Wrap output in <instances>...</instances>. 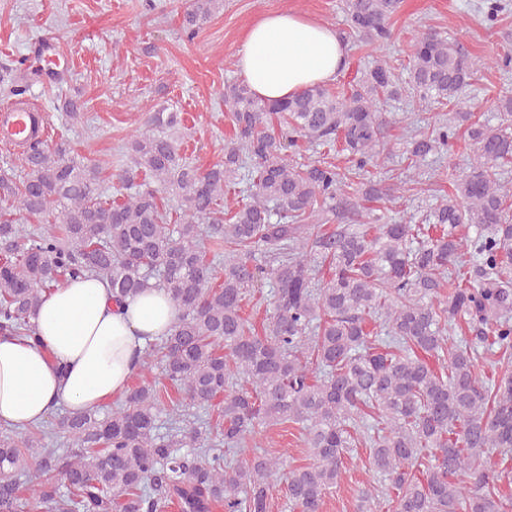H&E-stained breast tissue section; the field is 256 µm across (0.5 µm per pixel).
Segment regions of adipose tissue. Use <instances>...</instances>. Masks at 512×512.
I'll list each match as a JSON object with an SVG mask.
<instances>
[{
    "label": "adipose tissue",
    "mask_w": 512,
    "mask_h": 512,
    "mask_svg": "<svg viewBox=\"0 0 512 512\" xmlns=\"http://www.w3.org/2000/svg\"><path fill=\"white\" fill-rule=\"evenodd\" d=\"M345 59L334 29L286 10L251 26L238 69L258 97L282 101L334 81ZM177 318L161 287L145 288L119 306L95 277L55 287L34 320L39 343L0 341V424L23 428L61 406L80 413L122 397L145 350Z\"/></svg>",
    "instance_id": "1"
}]
</instances>
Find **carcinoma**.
Returning a JSON list of instances; mask_svg holds the SVG:
<instances>
[{
    "label": "carcinoma",
    "mask_w": 512,
    "mask_h": 512,
    "mask_svg": "<svg viewBox=\"0 0 512 512\" xmlns=\"http://www.w3.org/2000/svg\"><path fill=\"white\" fill-rule=\"evenodd\" d=\"M216 3L192 0L187 37ZM508 7L476 5L491 25ZM398 8L346 0L351 31L374 49L390 39ZM49 49L36 38L0 65L5 98L67 83ZM483 67L428 31L404 79L380 58L342 95L316 85L270 102L229 84L234 137L205 171L172 137L181 113L160 105L125 146L119 203L103 195L99 168L63 142L36 141L20 169L0 170L1 338L38 340L31 317L45 290L89 274L108 281L117 303L153 279L179 308L139 364L155 358L172 391L135 384L104 415L0 427V512H268L281 457L227 452L282 424L313 455L285 476L288 512H320L360 445L377 485L358 490V512H512V494L496 485L512 472V95L497 98V122L474 119L470 91ZM404 88L423 112L451 109L412 131L409 168L461 130L473 154L421 215L385 220L358 210V199L382 193L383 107ZM300 139L340 144L347 165L290 162ZM167 192L173 212L161 203ZM17 210L42 225L16 223ZM54 214L60 223H43ZM267 283L258 326L243 309ZM488 352L498 359L482 379ZM52 434L83 452L58 454Z\"/></svg>",
    "instance_id": "carcinoma-1"
}]
</instances>
